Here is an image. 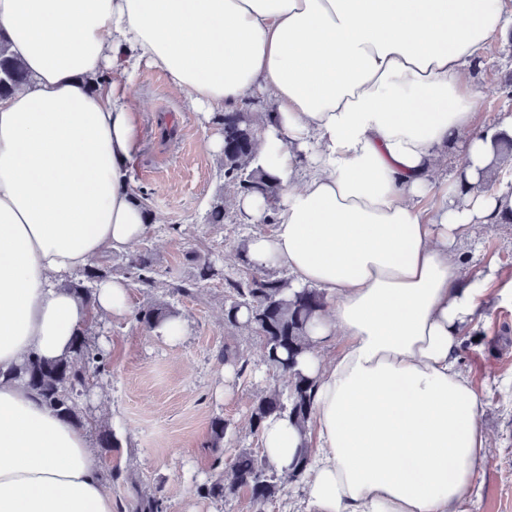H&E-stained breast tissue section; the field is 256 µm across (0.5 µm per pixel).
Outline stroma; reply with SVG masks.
Returning <instances> with one entry per match:
<instances>
[{"label": "stroma", "mask_w": 512, "mask_h": 512, "mask_svg": "<svg viewBox=\"0 0 512 512\" xmlns=\"http://www.w3.org/2000/svg\"><path fill=\"white\" fill-rule=\"evenodd\" d=\"M512 70V44L491 41L474 64L478 118L487 123L512 116V100L501 79ZM139 103L140 144L131 163L133 189L143 197L159 224L137 243L149 251L159 272L160 287L132 286L131 305L140 307L164 298V281L192 278L203 259L220 257L226 272L243 269V248L261 227L249 223L233 207L224 221L211 224L208 213L220 195H232L224 184L220 155L206 150L207 137L222 134L216 122L204 121L188 102L173 94L166 76L141 66L133 81ZM469 268L488 273L491 304L464 337L459 363L483 396L480 421L491 436L490 454L480 471L471 512H512V391L502 380L512 377V301L498 294L512 281V224H487L459 246ZM187 325L175 343L142 329L134 319L102 320L97 343L110 355L103 390L84 397L89 415L117 420L122 445L97 453L101 466L119 465L132 482L111 484L115 512H130L135 487L163 485L167 512H251L248 494L217 504L196 492L212 474L214 456L207 446L210 422L221 416L236 431L224 447L225 459L238 449L257 447L247 423L254 393L284 386L281 376L259 372L234 378L232 394L218 389L224 365L217 358L224 344L236 346L251 363H259L261 347L247 333L224 325V284L207 283L193 296L176 301Z\"/></svg>", "instance_id": "obj_1"}]
</instances>
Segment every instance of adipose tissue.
I'll return each instance as SVG.
<instances>
[{"label":"adipose tissue","instance_id":"obj_1","mask_svg":"<svg viewBox=\"0 0 512 512\" xmlns=\"http://www.w3.org/2000/svg\"><path fill=\"white\" fill-rule=\"evenodd\" d=\"M511 12L512 0H0V36L29 75L0 99V512H114L88 430L5 374L31 353L65 357L91 318L131 313L124 279L99 281L91 308L67 284L151 230L131 174L143 63L204 116L256 96L272 112L256 162L278 199L235 206L278 220L246 251L327 302L298 359L315 382L311 454L286 512H471L489 434L458 353L490 300L458 246L507 204L478 188L495 157L471 67ZM452 147L469 191L440 188ZM300 443L287 420L265 422L278 470Z\"/></svg>","mask_w":512,"mask_h":512}]
</instances>
